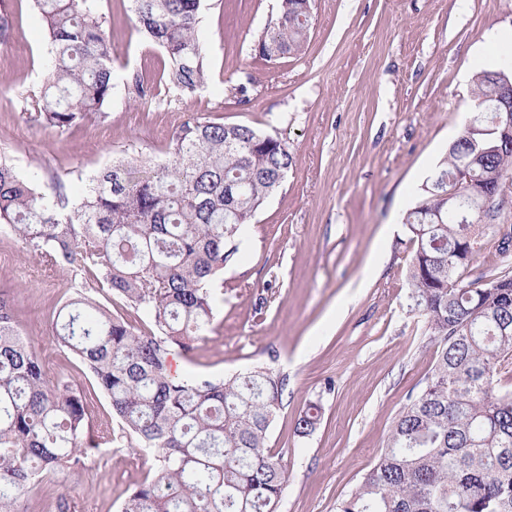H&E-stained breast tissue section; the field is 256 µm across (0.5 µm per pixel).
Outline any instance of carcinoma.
<instances>
[{"mask_svg":"<svg viewBox=\"0 0 512 512\" xmlns=\"http://www.w3.org/2000/svg\"><path fill=\"white\" fill-rule=\"evenodd\" d=\"M134 27L167 59L168 90L193 94L209 80L198 38L202 0H130ZM282 0L263 32L260 56L302 53L312 13ZM48 32L52 67L32 97L30 119L65 131L106 117L114 89L112 51L98 0H33ZM474 81L479 138L496 144L499 86ZM463 131L405 217L415 250L411 311L423 318L435 361L421 394L393 419L383 449L336 512H512V390L498 387L512 357V276L467 282L489 210L456 191V171L489 186L512 168V150L478 156ZM293 158L285 141L241 124L192 118L165 157L131 150L99 175L58 177L46 190L0 157V230L49 268L67 267L74 293L55 307L56 343L92 374L109 400L117 438L155 460L153 476L121 512H280L286 485L267 448L283 407L286 376L256 366L219 380L176 377L168 356L188 353L212 325L224 266L241 236L284 183ZM143 312L136 330L97 294ZM322 407L294 421L308 436ZM93 434L86 391L46 369L20 336L9 291L0 289V512H22L33 487L65 474Z\"/></svg>","mask_w":512,"mask_h":512,"instance_id":"carcinoma-1","label":"carcinoma"}]
</instances>
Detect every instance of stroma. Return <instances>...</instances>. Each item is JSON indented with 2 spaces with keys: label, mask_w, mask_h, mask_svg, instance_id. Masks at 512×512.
Instances as JSON below:
<instances>
[{
  "label": "stroma",
  "mask_w": 512,
  "mask_h": 512,
  "mask_svg": "<svg viewBox=\"0 0 512 512\" xmlns=\"http://www.w3.org/2000/svg\"><path fill=\"white\" fill-rule=\"evenodd\" d=\"M0 1L12 19L0 42V155L22 176L44 184L69 171L88 177L128 148L162 159L192 115L286 141L293 164L250 224L239 261L224 269L210 331L190 355L171 357L204 379L257 365L287 375L268 441L286 469L281 512H336L431 371L434 344L410 310L404 218L475 114L470 61L512 51L511 40L493 46L485 38L512 32V0H315L303 53L274 61L254 46L280 0H203L198 36L210 81L174 100L165 55L137 34L129 0H99L112 46L109 116L64 132L29 119L50 68L41 17L32 0ZM135 76L150 96L129 91ZM505 185L466 280L500 269L495 246L512 228V170ZM0 284L45 367L88 385L81 364L54 340L52 311L73 292L68 271L46 269L0 231ZM312 402L322 405L321 421L297 436L294 419ZM92 416L98 450L40 485L26 512H46L63 489L74 512H120L152 474L150 453L113 443L117 424L105 398L94 399Z\"/></svg>",
  "instance_id": "35a3bbf8"
}]
</instances>
